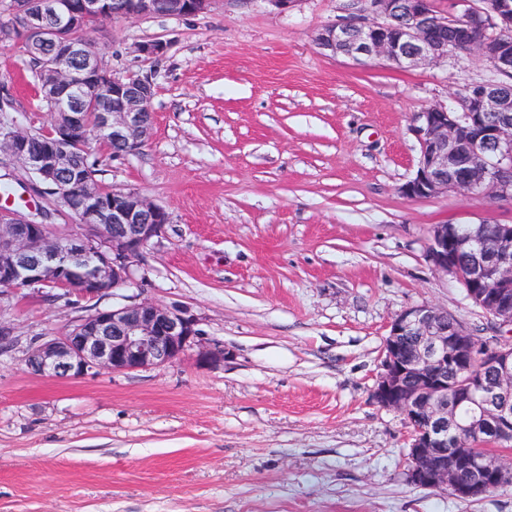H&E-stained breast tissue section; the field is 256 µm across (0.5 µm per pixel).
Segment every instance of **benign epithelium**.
Segmentation results:
<instances>
[{"label":"benign epithelium","instance_id":"benign-epithelium-1","mask_svg":"<svg viewBox=\"0 0 512 512\" xmlns=\"http://www.w3.org/2000/svg\"><path fill=\"white\" fill-rule=\"evenodd\" d=\"M211 4L139 0L125 18L153 17L160 9L168 16L196 15ZM363 4L359 16L324 27L315 38L318 48L357 63L380 57L408 68L448 57L452 43L495 72L512 75V0H487V7L476 12L469 0H450L449 9L440 13L433 12L430 0ZM9 10L34 46L55 56L47 74L52 91L112 87L117 102L101 114V127L123 148L115 158L138 154L153 130L152 79L115 75L102 56L83 54L72 35L80 20L109 19L100 0H12ZM457 13L468 15L469 22L448 27V17ZM168 48L167 42L152 40L139 44L137 52L157 59ZM57 100L51 112L57 139L35 150L32 131L4 122L0 156L36 175L60 200V209L76 216L79 228L61 237L37 216L0 208V290L44 288L65 275L78 283L75 292L90 300L134 280L144 249L165 235L170 214L134 190L117 191L110 201L99 195L69 147L84 128V113L71 99ZM413 131L420 154L403 194L427 198L466 192L512 202V90L493 81L476 83L465 109L430 106L414 115ZM467 255L477 259L466 263ZM427 258L463 286L499 335L482 343L448 311L411 306L389 326L373 398L380 407L401 413L408 425V481L470 500L512 484V469L500 458L501 447L512 443V224L498 225L491 237L482 224H437ZM402 336L416 338L408 351L400 346ZM476 356L486 376L448 377V365L464 366ZM189 357L209 363L225 352L205 345L194 316L143 299L82 317L65 335L37 345L29 365L43 375L78 378L103 370L162 367ZM463 409L470 413L465 427L489 435L487 448H475L459 429ZM463 473L467 478L461 480Z\"/></svg>","mask_w":512,"mask_h":512}]
</instances>
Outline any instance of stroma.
<instances>
[{
  "instance_id": "stroma-1",
  "label": "stroma",
  "mask_w": 512,
  "mask_h": 512,
  "mask_svg": "<svg viewBox=\"0 0 512 512\" xmlns=\"http://www.w3.org/2000/svg\"><path fill=\"white\" fill-rule=\"evenodd\" d=\"M347 0H214L206 13L106 22L87 30L120 75L156 83L153 135L101 182L171 214L116 295L72 304L51 289L0 293V512H512V486L466 502L409 483L408 428L372 398L392 320L448 310L475 335L488 317L426 253L437 224H512V205L467 193L410 198L413 116L493 79L448 58L399 69L356 64L315 43ZM165 40L158 60L134 48ZM46 128L37 79L0 50V96ZM14 206L57 211L14 161ZM150 299L199 320L224 359L38 374L35 343L94 309Z\"/></svg>"
}]
</instances>
